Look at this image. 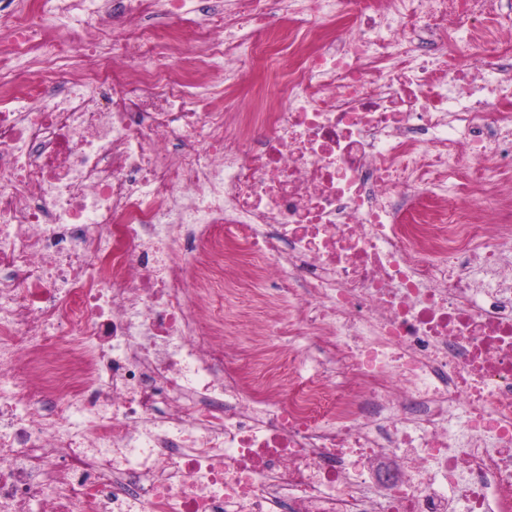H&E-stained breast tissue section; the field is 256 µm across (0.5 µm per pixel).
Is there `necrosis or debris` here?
Masks as SVG:
<instances>
[{
	"instance_id": "1",
	"label": "necrosis or debris",
	"mask_w": 512,
	"mask_h": 512,
	"mask_svg": "<svg viewBox=\"0 0 512 512\" xmlns=\"http://www.w3.org/2000/svg\"><path fill=\"white\" fill-rule=\"evenodd\" d=\"M501 8L0 0V512H512Z\"/></svg>"
}]
</instances>
